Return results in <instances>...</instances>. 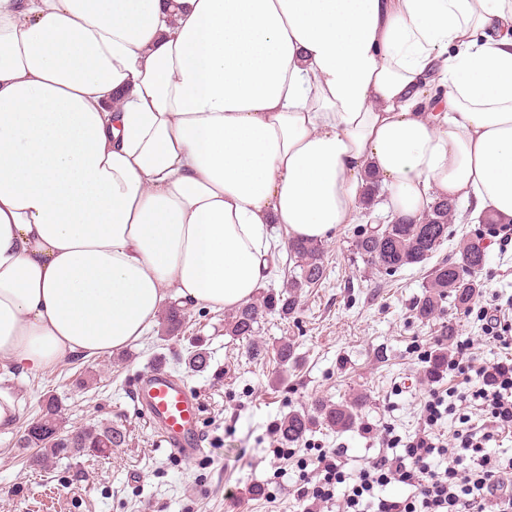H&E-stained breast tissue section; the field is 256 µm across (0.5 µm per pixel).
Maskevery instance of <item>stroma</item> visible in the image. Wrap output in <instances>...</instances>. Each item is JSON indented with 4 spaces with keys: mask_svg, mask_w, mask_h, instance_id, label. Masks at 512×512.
I'll use <instances>...</instances> for the list:
<instances>
[{
    "mask_svg": "<svg viewBox=\"0 0 512 512\" xmlns=\"http://www.w3.org/2000/svg\"><path fill=\"white\" fill-rule=\"evenodd\" d=\"M355 225L341 224L323 239L326 276L305 289L295 312L265 314L257 345L227 335L228 310L185 306L178 337L161 339L160 327L124 351L93 360L65 358L36 374L19 372L12 386L19 400V428L0 435V512H302L295 460L269 455L275 425L290 412L317 416L322 405L360 397L357 423L347 431L318 426L298 450L337 448L357 469L383 451L386 433L403 437L423 428L424 392L437 386L464 392L463 375L426 374L445 323L472 342L476 365L512 362V349L490 338L478 304L443 306L429 322L413 312L423 296L426 269L379 273L354 254ZM482 292L498 301V316L512 323V238L485 237ZM205 344L211 359L202 372L184 362L189 339ZM292 341L296 364H279L275 348ZM165 363L200 400L204 453L186 462L160 446L138 407L136 379ZM54 396L66 426L115 424L125 442L107 456H81L44 472L29 466L19 447L20 427ZM263 494H253L254 485Z\"/></svg>",
    "mask_w": 512,
    "mask_h": 512,
    "instance_id": "35a3bbf8",
    "label": "stroma"
}]
</instances>
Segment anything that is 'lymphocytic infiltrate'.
<instances>
[{"label":"lymphocytic infiltrate","mask_w":512,"mask_h":512,"mask_svg":"<svg viewBox=\"0 0 512 512\" xmlns=\"http://www.w3.org/2000/svg\"><path fill=\"white\" fill-rule=\"evenodd\" d=\"M471 344L460 341L449 370L464 375L470 387L456 393L437 387L428 391L422 414L425 426L404 438L386 436L388 451L357 472L344 469L337 449H316L297 457L295 449H272L274 459H296L300 500L337 502L338 512H512V462L499 464L487 453L466 411L477 402L497 428L512 429V365L475 366ZM460 423L451 438L439 437L435 428L445 417ZM392 484L411 487L402 500L384 498ZM344 494H337V487Z\"/></svg>","instance_id":"f902f5d3"}]
</instances>
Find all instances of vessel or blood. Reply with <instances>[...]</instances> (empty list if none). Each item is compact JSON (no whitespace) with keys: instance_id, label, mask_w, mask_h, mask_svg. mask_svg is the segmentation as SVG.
Returning a JSON list of instances; mask_svg holds the SVG:
<instances>
[{"instance_id":"vessel-or-blood-1","label":"vessel or blood","mask_w":512,"mask_h":512,"mask_svg":"<svg viewBox=\"0 0 512 512\" xmlns=\"http://www.w3.org/2000/svg\"><path fill=\"white\" fill-rule=\"evenodd\" d=\"M135 385L141 409L164 448L185 461L202 454L200 402L185 381L158 364Z\"/></svg>"}]
</instances>
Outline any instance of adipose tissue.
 <instances>
[{
	"label": "adipose tissue",
	"instance_id": "ef3b65f1",
	"mask_svg": "<svg viewBox=\"0 0 512 512\" xmlns=\"http://www.w3.org/2000/svg\"><path fill=\"white\" fill-rule=\"evenodd\" d=\"M370 171L512 219V0H0V434L15 371L249 302Z\"/></svg>",
	"mask_w": 512,
	"mask_h": 512
}]
</instances>
